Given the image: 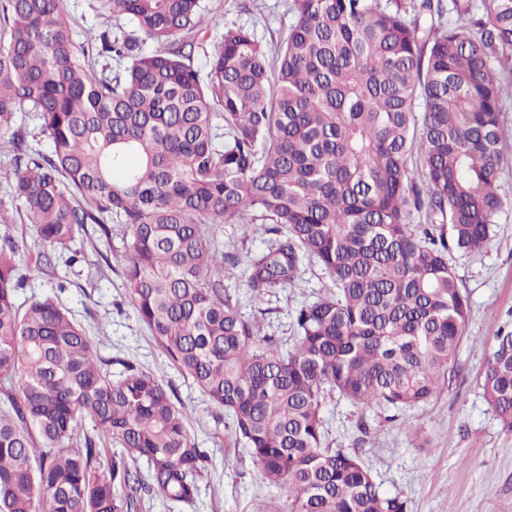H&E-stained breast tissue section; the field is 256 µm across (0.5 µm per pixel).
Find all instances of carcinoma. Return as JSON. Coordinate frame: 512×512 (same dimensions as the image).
Listing matches in <instances>:
<instances>
[{
  "label": "carcinoma",
  "mask_w": 512,
  "mask_h": 512,
  "mask_svg": "<svg viewBox=\"0 0 512 512\" xmlns=\"http://www.w3.org/2000/svg\"><path fill=\"white\" fill-rule=\"evenodd\" d=\"M62 2L0 0V155L37 246L65 250L86 224L109 238L115 216L139 320L224 408L263 477L288 487L290 512H410L358 454L323 447L321 409L333 392L416 407L452 370L470 305L448 245L484 248L502 207L512 0H482L479 14L471 0H292L275 63L232 26L204 69L199 0H103L112 30L90 41L123 64L113 74L74 41ZM22 110L50 153L11 129ZM256 219L277 236L248 259L256 296L291 284L302 255L333 283L297 310L291 350L242 319L218 275L208 228L247 233ZM16 256L1 236L0 512H137L140 458L151 489L194 505L209 455L187 408L131 362L112 380L52 300L19 311L27 276L54 265ZM494 340L482 395L511 431L512 330Z\"/></svg>",
  "instance_id": "obj_1"
}]
</instances>
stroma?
<instances>
[{
  "mask_svg": "<svg viewBox=\"0 0 512 512\" xmlns=\"http://www.w3.org/2000/svg\"><path fill=\"white\" fill-rule=\"evenodd\" d=\"M291 0H201L205 21L194 58L205 67L225 27L253 30L266 47L284 37L294 16ZM77 43L110 29L112 22L98 0H63ZM499 175L503 207L494 235L481 252L449 251L448 262L470 300V318L454 356V371L427 404L406 409L365 408L339 396L326 398L324 443L358 453L381 490L406 498L410 512H512V431L503 429L482 396L486 363L498 326L512 322V141L504 147ZM124 228L113 224L111 237L89 224L77 235L74 262H59L53 276L29 277L17 297L24 306L51 299L64 308L110 360L113 378L125 362L153 375L184 403L187 424L199 447L209 452L194 506L143 495L139 512H289L288 491L267 484L258 464L231 430L224 410L208 398L167 358L133 307L121 255ZM214 246L228 264L224 286L236 295L245 319L259 323L262 335L293 346L297 309L328 291L321 267L301 260L292 285L256 300L248 286L247 258L272 241L262 222L249 232L239 225L211 227Z\"/></svg>",
  "mask_w": 512,
  "mask_h": 512,
  "instance_id": "obj_1",
  "label": "stroma"
}]
</instances>
